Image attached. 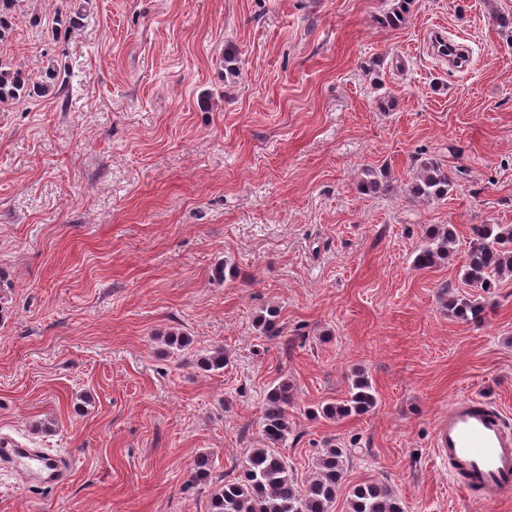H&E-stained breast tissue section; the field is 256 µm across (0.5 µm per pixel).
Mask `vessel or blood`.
<instances>
[{
    "mask_svg": "<svg viewBox=\"0 0 512 512\" xmlns=\"http://www.w3.org/2000/svg\"><path fill=\"white\" fill-rule=\"evenodd\" d=\"M434 447L466 493L489 503L512 496V428L496 405L474 396L455 399L436 424ZM0 461L42 488L64 485L71 477L70 458L8 438L0 440Z\"/></svg>",
    "mask_w": 512,
    "mask_h": 512,
    "instance_id": "vessel-or-blood-1",
    "label": "vessel or blood"
}]
</instances>
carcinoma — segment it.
<instances>
[{"instance_id": "obj_1", "label": "carcinoma", "mask_w": 512, "mask_h": 512, "mask_svg": "<svg viewBox=\"0 0 512 512\" xmlns=\"http://www.w3.org/2000/svg\"><path fill=\"white\" fill-rule=\"evenodd\" d=\"M413 0H394L384 18L391 28L406 20ZM17 0H0V54L12 31V18ZM240 75L236 46L224 47V78L232 83ZM51 85L33 82L21 66L9 65L0 59V105L12 104L25 97L44 94ZM361 186L371 192L386 189L376 170L363 172ZM453 181L447 166L438 159L420 160L418 170L408 184L413 199L432 201L448 197ZM456 229L446 224L430 235V242L416 254L413 265L429 269L452 257ZM466 285L483 292L490 291L497 281L512 274V226L477 224L471 227V240L461 266ZM448 310L462 320H477L483 306L469 296L448 300ZM200 368L209 371L224 368V350L215 349L198 360ZM293 399L292 387L286 381L274 385L267 394L261 432L265 447L249 450L242 466V476L224 478L210 492V512H329L345 476L347 453L342 448H329L316 463V471L305 489L296 484L292 467L281 447L290 433L288 406ZM377 405L376 391L363 375L353 379L345 399L321 407L327 419H343L370 412ZM349 512H403L402 501L388 487L373 480L353 486L349 492Z\"/></svg>"}]
</instances>
